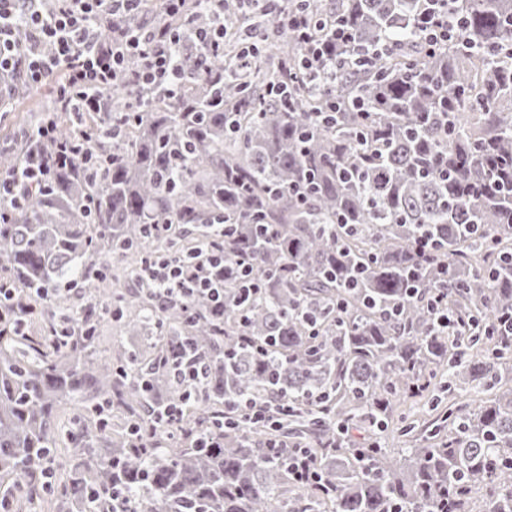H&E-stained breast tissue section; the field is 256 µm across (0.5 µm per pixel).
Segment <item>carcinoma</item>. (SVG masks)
Segmentation results:
<instances>
[{
  "instance_id": "carcinoma-1",
  "label": "carcinoma",
  "mask_w": 512,
  "mask_h": 512,
  "mask_svg": "<svg viewBox=\"0 0 512 512\" xmlns=\"http://www.w3.org/2000/svg\"><path fill=\"white\" fill-rule=\"evenodd\" d=\"M312 16L346 21L336 80L318 87L300 68L305 48L285 25L224 0V52L179 55L183 92L121 88L136 110L98 122L92 158L77 159L47 192L31 193L0 224V272L35 310L0 331V496L32 512L51 481L57 512H512V0L436 4L465 28L427 48L415 19L423 0H299ZM214 16L200 0L174 19L151 2L129 20L191 32ZM275 42L246 62L238 34ZM271 75L288 94L266 90ZM0 101L7 111L27 97ZM340 109L319 124L325 102ZM59 139L73 117L54 98ZM22 161L21 145L0 167ZM436 241L435 258L417 251ZM224 246L252 264L251 296L226 275L224 306L193 294L165 305L143 285L113 287L101 263L138 256L182 260ZM90 293L72 310L64 288ZM455 323L441 331L435 289ZM150 340L117 364L97 347L101 320ZM68 323L73 333L55 335ZM190 363L199 382H177ZM447 379L497 389L473 408L448 405L415 448L382 447L376 430L401 400ZM264 402L242 421L240 401ZM180 402L186 431L162 430ZM80 410L59 430L60 405ZM145 431L112 432V410ZM205 429L214 447L189 431ZM74 445L59 459L61 439ZM270 439L301 444L319 483L303 486L274 459Z\"/></svg>"
}]
</instances>
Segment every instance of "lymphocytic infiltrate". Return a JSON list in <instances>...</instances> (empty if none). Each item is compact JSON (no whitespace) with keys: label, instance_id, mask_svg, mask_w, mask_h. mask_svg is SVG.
<instances>
[{"label":"lymphocytic infiltrate","instance_id":"f902f5d3","mask_svg":"<svg viewBox=\"0 0 512 512\" xmlns=\"http://www.w3.org/2000/svg\"><path fill=\"white\" fill-rule=\"evenodd\" d=\"M145 0H0V72L19 71L27 85L53 81L62 109L74 119L112 109V91L123 84L176 95L183 77L176 60L180 33L175 28H131L127 18ZM276 20L286 21L306 46L301 61L310 76L335 78L336 45L349 33L339 19H312L305 11L280 5ZM138 57V69L127 62ZM52 115L26 135L27 149L18 167L0 169V224L9 223L30 189L49 190L56 173L84 154L92 132L81 129L68 141L56 140ZM224 269V252L202 249L193 259L153 260L144 272L164 301L198 292H214L216 273Z\"/></svg>","mask_w":512,"mask_h":512}]
</instances>
